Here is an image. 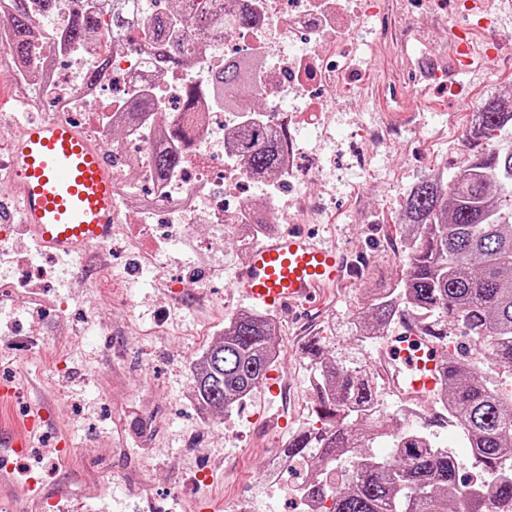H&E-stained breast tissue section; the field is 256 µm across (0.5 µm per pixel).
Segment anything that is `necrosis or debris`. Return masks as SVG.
Wrapping results in <instances>:
<instances>
[{"instance_id": "necrosis-or-debris-1", "label": "necrosis or debris", "mask_w": 512, "mask_h": 512, "mask_svg": "<svg viewBox=\"0 0 512 512\" xmlns=\"http://www.w3.org/2000/svg\"><path fill=\"white\" fill-rule=\"evenodd\" d=\"M253 5L255 17L245 28L236 26L234 10L225 8L223 38L200 44L190 76L165 81L145 65L144 57L153 45V25L144 20L127 29L120 43H113L107 32L93 38L81 52L68 54L67 72L51 70L40 86L52 117L74 120L95 113V122L84 127L93 139H102L117 128L126 97L140 91L153 96L151 125L178 126L191 137L192 151L163 182L151 175L149 160L158 143L150 134L133 129L112 143L114 182L123 209L120 222L144 227L155 242L154 249L143 256L146 265L160 264L172 239L196 241L197 225L254 223L262 204L275 207L282 223L293 222L307 203L299 195L281 193L280 183L291 182L301 168L312 178L322 171L318 158L306 156L289 131L299 120L318 119L335 111L337 85L354 83L352 59L342 50L349 32L340 20L347 15L362 16L363 2L254 0ZM100 56L110 57L111 66L91 91L84 74L89 63ZM230 61L245 66L246 85L225 91L223 109L186 111L182 95L188 80L209 84L212 75ZM105 89L112 92V107L101 113L97 110L98 93ZM268 95L293 98L300 105L273 109L266 115L272 128L287 134L288 139L277 183L266 185L257 200L238 193L250 175L243 164L232 160L227 134L244 122L239 98ZM132 176L145 190L129 203L124 194Z\"/></svg>"}]
</instances>
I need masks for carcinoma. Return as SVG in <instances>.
I'll list each match as a JSON object with an SVG mask.
<instances>
[{"label":"carcinoma","instance_id":"carcinoma-1","mask_svg":"<svg viewBox=\"0 0 512 512\" xmlns=\"http://www.w3.org/2000/svg\"><path fill=\"white\" fill-rule=\"evenodd\" d=\"M68 25L59 46L84 45L100 25L98 0H71ZM127 0H112L110 27L118 32L135 17ZM12 57L26 61L34 41L31 0H9ZM156 46L151 64L164 73L185 70L193 60V42L171 19L153 18ZM224 30V6L200 16L198 32ZM246 78L238 64L225 67L209 85L189 83L187 106L201 93L210 105L224 107L226 85ZM151 99L132 98L129 117L149 114ZM512 99L489 97L476 112L466 147L469 159L447 182L433 177L414 184L402 203L406 219V268L400 279L367 291V308L352 322L355 335L391 327L403 314H421L436 327L451 324L469 339L486 337L488 351L512 367ZM234 153L256 182L277 172L285 140L259 124L231 133ZM154 174L167 177L177 153L167 147L151 159ZM277 323L258 312H242L224 323V334L199 359L194 396L205 408L235 410L263 381L276 359L272 346ZM314 370L315 414L322 427L301 430L289 440L284 457L314 463L299 493L329 512H512V389L486 380L481 361L446 358L439 405L462 422L474 464L484 474L475 487L458 480L455 458L422 431L384 430L383 419L369 415L374 390L360 370L323 357L317 340L307 344ZM387 438L390 452L378 459L368 448Z\"/></svg>","mask_w":512,"mask_h":512}]
</instances>
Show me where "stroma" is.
<instances>
[{
    "label": "stroma",
    "instance_id": "stroma-1",
    "mask_svg": "<svg viewBox=\"0 0 512 512\" xmlns=\"http://www.w3.org/2000/svg\"><path fill=\"white\" fill-rule=\"evenodd\" d=\"M464 11L463 0H393L391 13L364 20L347 47L357 82L337 87L328 128L295 131L323 163L322 180L305 177L292 187L322 204L309 230L365 268L330 291L308 333L278 320L273 369L288 384L287 428L266 425L269 396L259 388L229 415L194 398L196 360L240 311L227 287L246 257L227 226L199 227L210 251L177 239L162 265L150 268L123 246L63 260L17 229L13 253L0 258V383L27 378L32 385L0 418L20 422L41 399L48 428L28 455L0 456V466L18 482L35 477L76 494L96 480L100 493L84 512H201L235 495L253 512H302L294 491L269 494L259 478L291 433L316 421L307 341L318 339L329 358L350 367L376 358V346L353 336L350 323L366 308L367 288L396 281L405 268L398 221L405 195L420 179L452 176L465 163V133L483 99L512 97V0L490 5L503 45L493 69L457 75L454 94L447 79L417 77L413 59L446 55L448 21ZM380 23L391 29L389 41L377 40ZM382 124L395 127L396 139L372 148L370 133ZM369 148L370 167H356L354 154ZM22 261L52 271L36 296L10 287ZM61 439L71 449L65 463L51 451ZM205 464L213 469L207 485L197 479Z\"/></svg>",
    "mask_w": 512,
    "mask_h": 512
}]
</instances>
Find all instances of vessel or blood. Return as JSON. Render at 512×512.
<instances>
[{"label":"vessel or blood","mask_w":512,"mask_h":512,"mask_svg":"<svg viewBox=\"0 0 512 512\" xmlns=\"http://www.w3.org/2000/svg\"><path fill=\"white\" fill-rule=\"evenodd\" d=\"M476 32L454 34L443 70L458 74L480 68L484 55ZM13 198L0 199V222L19 221L40 246L68 258L111 237L118 222L112 156L100 142L65 120H28L19 124L5 163ZM349 273L345 256L317 241L306 229L292 228L256 246L247 265L231 282L232 293L249 306L279 314L320 309L330 288ZM441 342L404 324L383 349L384 373L395 391L408 399L430 401L443 371ZM40 410L23 424H0V448L26 455L41 425ZM19 489L25 512H77L66 493L48 494L37 479L15 486L0 472V489Z\"/></svg>","instance_id":"1"}]
</instances>
